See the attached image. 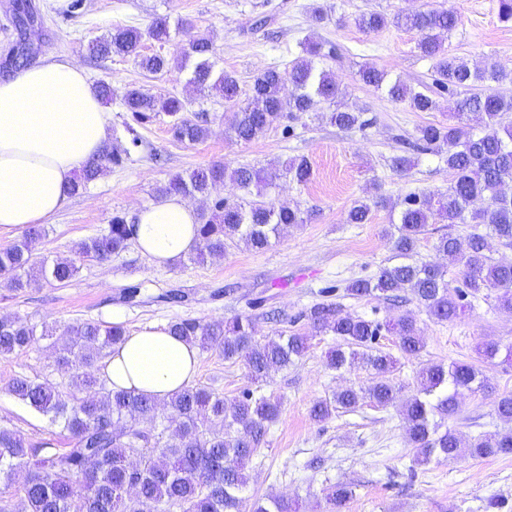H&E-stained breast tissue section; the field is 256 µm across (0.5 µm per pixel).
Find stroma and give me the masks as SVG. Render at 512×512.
I'll return each instance as SVG.
<instances>
[{
	"label": "stroma",
	"instance_id": "stroma-1",
	"mask_svg": "<svg viewBox=\"0 0 512 512\" xmlns=\"http://www.w3.org/2000/svg\"><path fill=\"white\" fill-rule=\"evenodd\" d=\"M32 3L39 16L30 33L38 48L36 61L67 59L84 68L91 82L109 83L119 93L136 87L155 96L175 95L186 100L188 112H206L212 118L209 137L196 144L175 141L164 115L137 125L141 142L131 148L129 161L108 168L86 189L70 195L66 206L45 222L40 255L73 257L77 244L103 233L113 215L130 217L154 204L158 184L213 162L268 166L307 157L310 181L300 185L279 179L266 199L300 203L312 218L285 228L262 251L233 242L223 258L203 264L177 260L159 267L131 247L103 263H82L78 275L63 286L45 284L21 292L0 288V317H23L36 325L119 323L133 333L161 329L179 318L209 322L239 315L254 319L261 341L280 333L307 334L309 350L302 359L259 381L250 378L243 362L224 360L215 351L200 354L196 384L229 401L248 390L282 402L259 455L247 465L246 501L282 497L296 512H319L317 504L327 492L345 485L352 495L339 512H512V454L416 464L398 408L368 401L354 411L313 420L315 402L348 386L368 387L374 376L361 368L329 369L326 353L335 346V337L314 332L303 318L307 309L325 301L339 304L343 314L379 321L414 313L425 343L419 354H402L395 337L380 340V349L396 360L393 383L409 393L427 366L475 364L486 388L462 398L449 426L465 439L512 427L492 406L497 395L512 392V363L501 356L483 362L477 354L489 337L502 347L512 346V311L499 307L494 298H481L460 319L440 323L413 301L398 306L381 297L346 293L352 280L371 277L387 264L393 207L411 193L447 190L448 170L438 156L419 155L404 173L392 170L391 159L403 153L405 139L417 126L451 121L455 104L454 98L442 95L435 111L414 112L363 84L358 72L369 62L423 90L432 84L433 62L420 54L415 32L391 24L365 33L355 17L365 12L391 17L407 10L448 11L459 18L448 36L450 54L473 66L492 63L512 69V21L501 19L499 0H68L62 8L52 0ZM317 5L327 11L319 24L311 20ZM157 15L169 16L172 38L162 46L145 41L144 53L172 58L188 35H206L213 42L216 69L234 72L244 88L268 67L288 69L304 40L335 46V58L324 65L335 72L343 103L362 108L370 126L347 131L304 114L252 143L239 144L224 131L223 100L193 91L188 71L172 67L148 76L132 58L89 53V43L112 28L144 30ZM378 193L389 199V207L374 211L371 223H347L355 201ZM140 282L147 285L140 302H124L123 288ZM169 290L181 291L184 302H160L159 294ZM18 375L68 383L67 373L55 366L54 350L42 344L21 357L0 360V426L16 430L30 447L49 441L64 450L65 438L52 431L47 418L9 392Z\"/></svg>",
	"mask_w": 512,
	"mask_h": 512
}]
</instances>
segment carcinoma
<instances>
[{"label":"carcinoma","instance_id":"carcinoma-1","mask_svg":"<svg viewBox=\"0 0 512 512\" xmlns=\"http://www.w3.org/2000/svg\"><path fill=\"white\" fill-rule=\"evenodd\" d=\"M37 20L32 6L18 0L12 19L15 30L19 32ZM390 23L417 33V48L434 60L433 85L438 93L459 96L457 123L421 125L409 142L418 154L438 156L448 168L450 183L446 193L423 197L411 193L405 197L389 235L395 263L379 268L372 277L352 281L347 294L390 299L407 291L429 317L440 322L458 317L467 307V298L476 299L486 291L495 293L501 307L512 310V261L496 262L487 254L490 236L512 247V194L504 190L512 183V98L496 92L499 85H512V70L495 64L473 68L448 54L445 40L456 27L457 18L446 11L411 10L391 19L370 12L355 18L356 26L365 33ZM146 37L161 45L168 42L169 18H154L144 31L116 27L110 35L92 42L90 51L99 57H131L145 74L157 75L168 69L170 59L157 52L144 53ZM300 48L302 56L289 70L270 67L245 91L234 73L215 71L213 44L205 35H194L183 45L180 63L191 69L189 85L195 91H214L224 99L228 109L224 113L225 133L236 142L251 143L296 113L311 112L346 130L368 127L370 120L364 118L362 110L336 105L343 92L335 73L315 64L333 56V49L326 50L312 40L300 43ZM360 76L364 83L385 91L394 102L407 104L413 112L437 109L429 92L393 79L373 64H365ZM286 84L291 86L287 94L283 93ZM120 100L137 123L161 112L171 117L169 131L178 142L195 144L210 133L206 116L185 115L186 102L176 95L158 98L140 89H127ZM127 159L128 151L116 145L105 150L81 170L71 192H78L109 166H120ZM311 176L310 162L304 157L278 168L212 164L185 176H171L155 193L159 198L182 195L213 199L212 208L199 214L200 243L188 256L200 263L224 257L227 242L235 239L263 250L282 227L310 220L311 212L298 204L275 206L260 197L282 177L305 184ZM226 180L249 194L256 193L258 199L230 201L219 196ZM385 204L382 195L359 200L350 208L347 223L368 224L373 211ZM445 223L472 225L464 238L448 232L433 244L436 252L458 268L460 287L450 285L447 267L412 261L427 226ZM136 229L133 222L115 215L107 230L78 244L75 258L50 261L37 253L44 229L32 226L22 240L0 247V285L22 290L43 283H68L78 274L80 262H105L127 250L135 242ZM303 317L315 332L330 333L339 340L327 356L330 368L365 367L375 374V381L365 389L346 388L315 403L313 420L324 421L336 411L352 410L367 399L381 408L400 406L408 441L420 464L450 462L461 455L484 459L512 452L511 432L480 435L464 444L445 425V420L458 413L461 396L484 388L475 365L453 362L428 366L418 376L416 392L407 395L389 378L395 360L376 345L387 332L396 336L402 353L413 356L421 352L424 343L412 314L380 322L342 316L333 304H316ZM168 329L202 351L215 350L226 361L244 362L257 381L271 370L303 358L309 349V337L300 333L281 334L263 343L256 340L248 316L212 322L179 319L170 322ZM55 335V326L39 328L22 318H0L1 359L23 355L39 341L47 340L57 351L58 368L69 372L65 388L47 378L36 381L27 376H17L9 384L15 398L66 432L69 448L29 465L25 459L30 448L24 438L0 426V482L4 483L0 512H17L13 487L21 492L22 512H242L241 493L247 482L244 470L279 416V399L257 397L247 390L228 402L202 385L184 387L164 399L115 391L94 374L93 368L123 340L126 332L122 326L76 321L64 326L63 343L53 341ZM493 406L499 418L512 422V393L497 396ZM139 420H148L153 426L138 428ZM251 512H292V506L283 498L257 499Z\"/></svg>","mask_w":512,"mask_h":512}]
</instances>
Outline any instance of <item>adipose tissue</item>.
<instances>
[{"label": "adipose tissue", "instance_id": "ef3b65f1", "mask_svg": "<svg viewBox=\"0 0 512 512\" xmlns=\"http://www.w3.org/2000/svg\"><path fill=\"white\" fill-rule=\"evenodd\" d=\"M109 142L106 112L84 69L50 62L0 80V236L61 210L75 172ZM137 249L161 266L198 244L196 213L181 197L140 210ZM200 350L166 331L144 329L113 346L104 377L115 390L158 398L190 385Z\"/></svg>", "mask_w": 512, "mask_h": 512}]
</instances>
